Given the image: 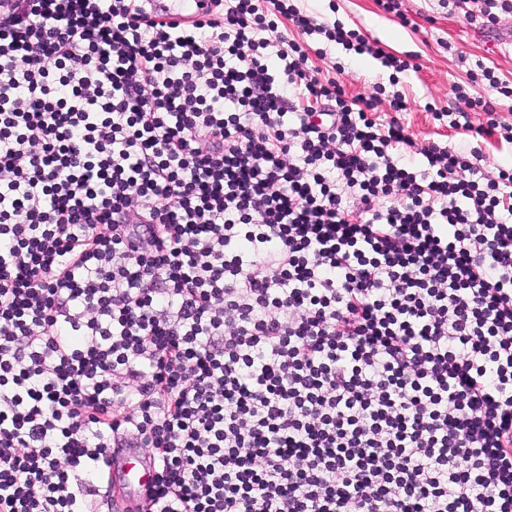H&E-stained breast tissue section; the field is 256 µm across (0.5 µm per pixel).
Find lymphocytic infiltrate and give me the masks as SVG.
Returning <instances> with one entry per match:
<instances>
[{
    "mask_svg": "<svg viewBox=\"0 0 512 512\" xmlns=\"http://www.w3.org/2000/svg\"><path fill=\"white\" fill-rule=\"evenodd\" d=\"M282 18L407 67L290 0H0V512H86L131 440L139 512H512V168ZM166 11L165 19L193 22L202 16L203 3L209 0H153ZM144 448H112L110 459L121 473V480L130 492L140 494L154 476V469L146 462Z\"/></svg>",
    "mask_w": 512,
    "mask_h": 512,
    "instance_id": "obj_1",
    "label": "lymphocytic infiltrate"
}]
</instances>
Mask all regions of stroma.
I'll return each instance as SVG.
<instances>
[{
    "label": "stroma",
    "instance_id": "obj_1",
    "mask_svg": "<svg viewBox=\"0 0 512 512\" xmlns=\"http://www.w3.org/2000/svg\"><path fill=\"white\" fill-rule=\"evenodd\" d=\"M298 5L327 22H340L378 42L391 56L409 61L398 85L389 82L390 70L371 56L354 59L340 45L326 43L320 36L308 37L312 48L324 55L314 64L323 74L335 65L345 67L342 80L349 97L378 95V121L390 118V94L402 93L407 109L401 114L409 135L418 146L437 142L457 152L480 148L483 171L496 177L499 167L512 164V144L492 136L473 138L469 132L434 120L433 110L456 111L455 87L466 88L472 97L492 101L499 115L512 120V98L497 95L483 83L473 81L479 66L493 68L502 81L512 83V18L497 25L470 22L463 10L442 6L440 0H403V17L385 12L377 0H299ZM383 94H376V87Z\"/></svg>",
    "mask_w": 512,
    "mask_h": 512
}]
</instances>
